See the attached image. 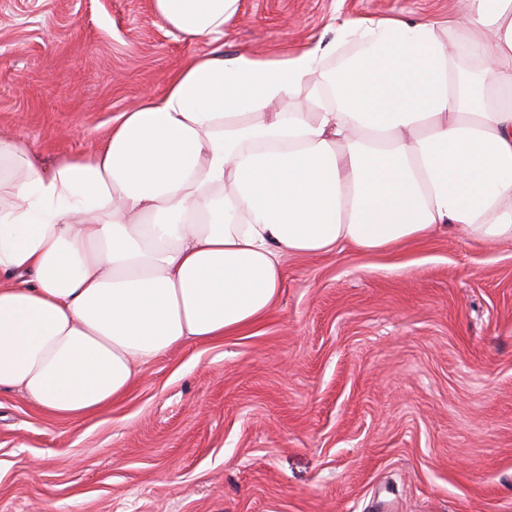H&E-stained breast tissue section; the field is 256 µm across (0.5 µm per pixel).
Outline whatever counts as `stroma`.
<instances>
[{
    "label": "stroma",
    "instance_id": "1",
    "mask_svg": "<svg viewBox=\"0 0 512 512\" xmlns=\"http://www.w3.org/2000/svg\"><path fill=\"white\" fill-rule=\"evenodd\" d=\"M458 0H241L189 42L151 0H0V132L94 149L191 57L330 45L349 16ZM245 332L143 367L101 414L0 391V512H512V243L288 256Z\"/></svg>",
    "mask_w": 512,
    "mask_h": 512
}]
</instances>
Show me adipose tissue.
Returning a JSON list of instances; mask_svg holds the SVG:
<instances>
[{
	"label": "adipose tissue",
	"mask_w": 512,
	"mask_h": 512,
	"mask_svg": "<svg viewBox=\"0 0 512 512\" xmlns=\"http://www.w3.org/2000/svg\"><path fill=\"white\" fill-rule=\"evenodd\" d=\"M468 3L345 19L350 53L195 56L50 166L0 133V390L104 411L157 357L262 319L287 255L512 242V0ZM240 4L151 9L213 41Z\"/></svg>",
	"instance_id": "ef3b65f1"
}]
</instances>
